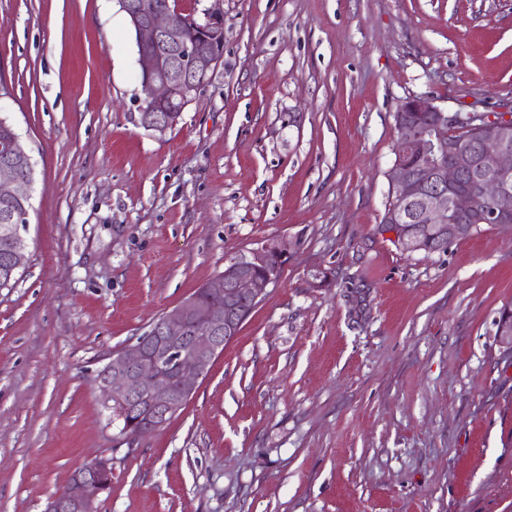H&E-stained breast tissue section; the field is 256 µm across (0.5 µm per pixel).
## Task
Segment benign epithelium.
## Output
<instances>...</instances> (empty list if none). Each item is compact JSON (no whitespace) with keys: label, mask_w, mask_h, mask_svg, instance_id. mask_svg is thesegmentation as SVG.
<instances>
[{"label":"benign epithelium","mask_w":512,"mask_h":512,"mask_svg":"<svg viewBox=\"0 0 512 512\" xmlns=\"http://www.w3.org/2000/svg\"><path fill=\"white\" fill-rule=\"evenodd\" d=\"M135 35L137 64L146 94L138 121L163 132L176 125L221 63L224 14L205 13L204 23L184 12L176 0H118ZM197 35L191 39L188 32ZM395 162L389 172L390 199L399 220L420 205L421 223L400 235L409 251H432L458 228L457 216L474 210V197L460 189L467 177L479 182V193L491 203L481 221L512 223V114L470 113L478 136L461 148L448 140L450 125L464 121L426 95L407 98L398 109ZM8 151L14 160L32 167L31 156L11 133ZM31 174L13 163L0 164V234L10 242L7 273L10 282L27 262L23 219L28 215ZM288 260V244L269 240L248 255L226 260L224 272L204 287L208 295L187 297L165 313L125 351L110 357L97 377L101 404L115 412L119 434L126 441L165 426L192 398L224 348L234 340L252 310L279 278ZM146 407V419L130 415ZM112 486V463L97 458L74 472L67 486L51 496L45 512H97V502Z\"/></svg>","instance_id":"1"}]
</instances>
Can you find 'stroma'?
<instances>
[{
	"label": "stroma",
	"instance_id": "1",
	"mask_svg": "<svg viewBox=\"0 0 512 512\" xmlns=\"http://www.w3.org/2000/svg\"><path fill=\"white\" fill-rule=\"evenodd\" d=\"M179 6L223 10L224 57L159 133L117 0H0V114L34 168L0 289V512L99 457V512H512V225L427 253L384 222L407 97L512 108V0ZM271 239L283 273L190 401L119 439L98 372Z\"/></svg>",
	"mask_w": 512,
	"mask_h": 512
}]
</instances>
